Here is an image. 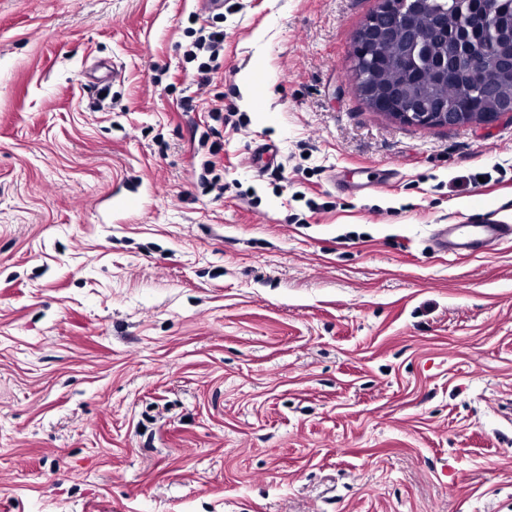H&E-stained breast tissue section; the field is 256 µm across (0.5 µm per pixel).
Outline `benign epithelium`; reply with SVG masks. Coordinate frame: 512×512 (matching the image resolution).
I'll return each instance as SVG.
<instances>
[{
    "mask_svg": "<svg viewBox=\"0 0 512 512\" xmlns=\"http://www.w3.org/2000/svg\"><path fill=\"white\" fill-rule=\"evenodd\" d=\"M459 27L452 52H446L448 40L446 19L435 14L432 33L419 30L417 19L432 10L431 0H378L373 10L354 35L351 55V77L354 87L375 112L388 114L404 123L420 126H459L472 122H493L511 113L489 107L494 91L493 72L488 57L473 47L468 34L470 0H454ZM397 43L396 54L381 64L371 54L378 42ZM496 62L501 68L512 67V17L496 28ZM385 67L404 76L399 84H384L378 73ZM430 71L436 84L467 80L465 104L430 98L425 93H413L410 87L420 83L424 71Z\"/></svg>",
    "mask_w": 512,
    "mask_h": 512,
    "instance_id": "7a95c632",
    "label": "benign epithelium"
}]
</instances>
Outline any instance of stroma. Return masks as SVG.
<instances>
[{
  "label": "stroma",
  "mask_w": 512,
  "mask_h": 512,
  "mask_svg": "<svg viewBox=\"0 0 512 512\" xmlns=\"http://www.w3.org/2000/svg\"><path fill=\"white\" fill-rule=\"evenodd\" d=\"M376 3L0 0L5 512H512V116L372 111ZM468 227L463 232L456 224L442 228L440 241L448 252L456 255L483 254L493 246L512 241V224L496 222L471 224Z\"/></svg>",
  "instance_id": "1"
}]
</instances>
